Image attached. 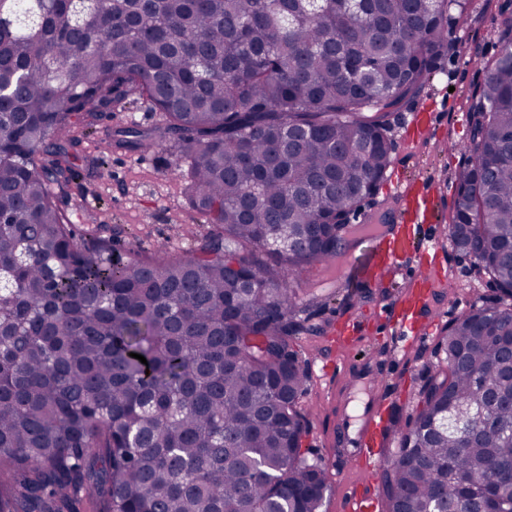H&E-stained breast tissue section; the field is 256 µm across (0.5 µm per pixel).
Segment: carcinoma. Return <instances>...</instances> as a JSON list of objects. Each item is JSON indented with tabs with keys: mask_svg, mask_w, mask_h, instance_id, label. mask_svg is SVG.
<instances>
[{
	"mask_svg": "<svg viewBox=\"0 0 512 512\" xmlns=\"http://www.w3.org/2000/svg\"><path fill=\"white\" fill-rule=\"evenodd\" d=\"M0 0V512H319L304 446L324 301L289 287L341 263L348 218L390 165L462 0ZM469 112L449 238L512 298V20ZM144 96L193 209L221 232L184 258L113 256L75 237L72 158L99 110ZM288 239V246L275 244ZM512 304L460 315L379 475L385 512L485 487L512 512ZM137 353L147 363L131 357ZM453 412L461 428L440 421Z\"/></svg>",
	"mask_w": 512,
	"mask_h": 512,
	"instance_id": "1",
	"label": "carcinoma"
}]
</instances>
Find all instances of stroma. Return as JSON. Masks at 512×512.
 Returning a JSON list of instances; mask_svg holds the SVG:
<instances>
[{
  "mask_svg": "<svg viewBox=\"0 0 512 512\" xmlns=\"http://www.w3.org/2000/svg\"><path fill=\"white\" fill-rule=\"evenodd\" d=\"M509 18L512 0H465L462 14L448 17L454 41L447 55L439 60L412 108L402 109L392 118L390 174L441 193L437 221L429 231L439 247L432 266L440 281L422 310L426 334L411 340L392 331L386 321L418 273L421 257H414L386 279L388 298H373L352 309L346 307L344 296L348 289L367 285L358 278L356 264L370 245L368 239L352 246L339 270L313 266L290 283L300 293L317 283L335 294L323 313L326 333L297 341L307 372L302 398L310 421L306 443L322 459L329 475L321 512H344L350 486L362 484L361 466L344 455L341 442L343 418L349 412L346 395L356 384L364 362L381 356L383 371L375 396L385 414L408 419L418 406L420 387L436 369L433 351L448 324L471 306L493 303L498 296L493 286L471 278L468 261L451 248L448 216L455 195V173L469 138L467 108L484 82V62L494 60L500 52L497 31ZM428 103L439 107L433 129L427 138L405 143L403 127L412 110ZM161 120V113L141 98L104 109L97 129L82 135L76 160L79 176L68 189L67 209L78 234L95 226L108 236L118 226L122 229L119 244L128 253L149 257L162 251L169 257H182L214 232V225L188 206L185 181L173 169L169 148L116 149L104 134L109 127H150ZM326 363L332 369L323 377L319 369Z\"/></svg>",
  "mask_w": 512,
  "mask_h": 512,
  "instance_id": "1",
  "label": "stroma"
}]
</instances>
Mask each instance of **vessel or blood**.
Here are the masks:
<instances>
[{
    "mask_svg": "<svg viewBox=\"0 0 512 512\" xmlns=\"http://www.w3.org/2000/svg\"><path fill=\"white\" fill-rule=\"evenodd\" d=\"M433 123V113L426 109L420 110L408 120L404 135L411 141L423 139ZM394 194L398 200L395 222L374 235L361 271L362 277L376 278L393 274L401 270L412 255L420 253L427 256L433 250L423 229L435 221V196L415 187L400 185L395 186ZM433 283L431 271L426 270L416 275L411 287L391 310L390 323L402 332L420 337L424 325L419 321L418 311L426 305ZM361 419L362 424L351 440L352 452L359 458L367 459L374 456L376 448L382 444L385 419L379 405L370 401L365 403Z\"/></svg>",
    "mask_w": 512,
    "mask_h": 512,
    "instance_id": "1",
    "label": "vessel or blood"
}]
</instances>
